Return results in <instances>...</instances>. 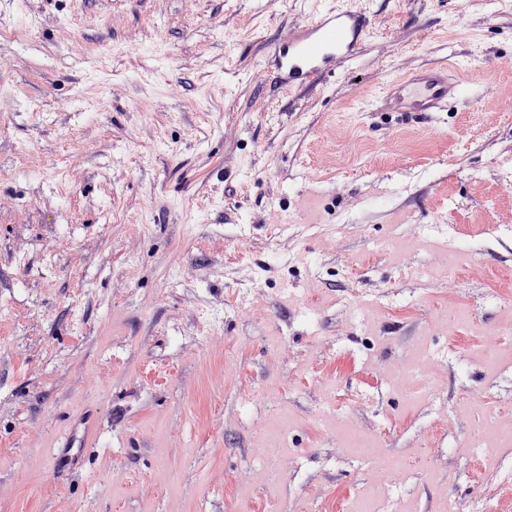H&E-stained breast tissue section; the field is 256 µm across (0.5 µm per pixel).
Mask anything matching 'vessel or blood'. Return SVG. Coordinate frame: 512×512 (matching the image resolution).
<instances>
[{
    "label": "vessel or blood",
    "mask_w": 512,
    "mask_h": 512,
    "mask_svg": "<svg viewBox=\"0 0 512 512\" xmlns=\"http://www.w3.org/2000/svg\"><path fill=\"white\" fill-rule=\"evenodd\" d=\"M368 32L364 11L347 7L316 12L270 50L280 86L311 84L348 65ZM460 92L461 83L450 67L433 63L389 81L379 101L390 112H440Z\"/></svg>",
    "instance_id": "b4317fda"
}]
</instances>
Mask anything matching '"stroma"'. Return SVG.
Here are the masks:
<instances>
[{
  "label": "stroma",
  "instance_id": "35a3bbf8",
  "mask_svg": "<svg viewBox=\"0 0 512 512\" xmlns=\"http://www.w3.org/2000/svg\"><path fill=\"white\" fill-rule=\"evenodd\" d=\"M348 4L354 62L280 89ZM438 60L457 105L376 111ZM490 415L512 0H0V512H512ZM364 11L332 8L316 12L270 50L282 88L311 84L348 65L369 32Z\"/></svg>",
  "mask_w": 512,
  "mask_h": 512
}]
</instances>
